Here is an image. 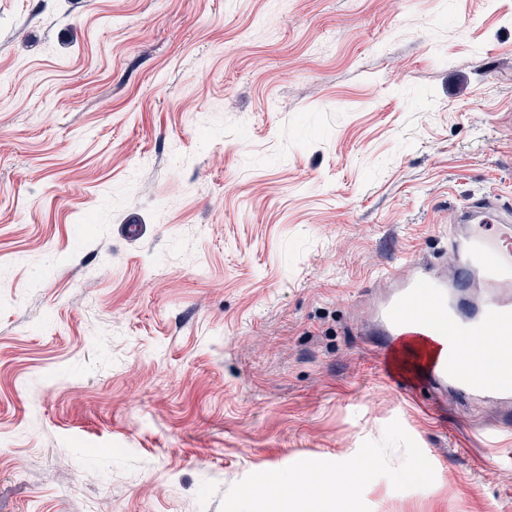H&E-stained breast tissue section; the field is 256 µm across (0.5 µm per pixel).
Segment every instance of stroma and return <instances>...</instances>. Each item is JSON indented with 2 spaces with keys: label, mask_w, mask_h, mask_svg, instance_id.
<instances>
[{
  "label": "stroma",
  "mask_w": 512,
  "mask_h": 512,
  "mask_svg": "<svg viewBox=\"0 0 512 512\" xmlns=\"http://www.w3.org/2000/svg\"><path fill=\"white\" fill-rule=\"evenodd\" d=\"M486 191L512 0H0V512H233L360 457L356 512H512L498 406L356 334Z\"/></svg>",
  "instance_id": "obj_1"
}]
</instances>
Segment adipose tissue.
Segmentation results:
<instances>
[{"mask_svg":"<svg viewBox=\"0 0 512 512\" xmlns=\"http://www.w3.org/2000/svg\"><path fill=\"white\" fill-rule=\"evenodd\" d=\"M367 472V464L359 462L350 469L330 471L318 483L304 471L287 480L272 474L247 487L243 497L251 512H353Z\"/></svg>","mask_w":512,"mask_h":512,"instance_id":"adipose-tissue-1","label":"adipose tissue"}]
</instances>
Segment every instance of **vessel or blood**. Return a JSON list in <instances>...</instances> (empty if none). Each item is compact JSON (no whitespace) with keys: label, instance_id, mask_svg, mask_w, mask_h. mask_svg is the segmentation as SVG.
<instances>
[{"label":"vessel or blood","instance_id":"b4317fda","mask_svg":"<svg viewBox=\"0 0 512 512\" xmlns=\"http://www.w3.org/2000/svg\"><path fill=\"white\" fill-rule=\"evenodd\" d=\"M464 233L449 232L448 264L438 268L416 256L402 271L374 279L384 294L374 308L382 349L413 366L423 364L431 345L448 354L433 363L431 379L459 398L502 405L497 422L484 430L486 441L512 429V204L495 193L456 209ZM481 287L489 294L471 316L453 306L454 293Z\"/></svg>","mask_w":512,"mask_h":512}]
</instances>
